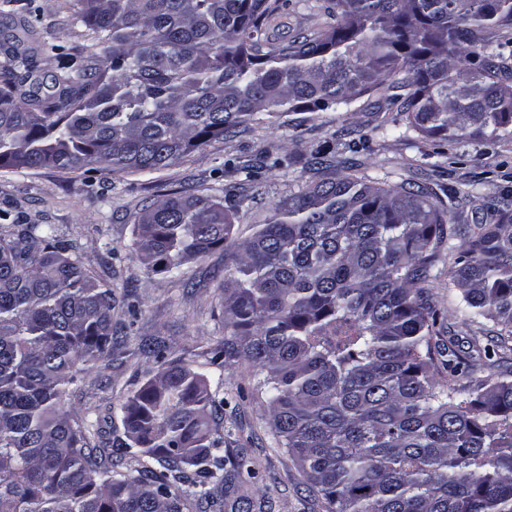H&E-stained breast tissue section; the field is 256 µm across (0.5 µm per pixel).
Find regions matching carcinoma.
<instances>
[{"mask_svg":"<svg viewBox=\"0 0 512 512\" xmlns=\"http://www.w3.org/2000/svg\"><path fill=\"white\" fill-rule=\"evenodd\" d=\"M279 0H77L76 52L27 17L0 42V167L151 173L262 116L336 109L397 88L406 127L443 139L512 134V81L471 45L512 29V0H332L322 27L270 42ZM112 45L101 58L95 48ZM57 68L45 81L44 49ZM209 195L142 209L131 244L150 275L224 248V365L267 370L272 427L326 512H512V371L468 392L430 372L425 296L453 207L419 187L324 172L241 241ZM448 266L464 312L512 346V211L477 212ZM0 238V512H190L229 496L212 428L224 399L169 363L123 406V447L155 459L132 477L98 461L58 409L79 363L112 356V288L51 224ZM190 482L193 491L172 490Z\"/></svg>","mask_w":512,"mask_h":512,"instance_id":"carcinoma-1","label":"carcinoma"}]
</instances>
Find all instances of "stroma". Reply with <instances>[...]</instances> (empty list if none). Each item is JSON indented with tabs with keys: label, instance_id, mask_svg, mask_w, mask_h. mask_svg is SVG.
Segmentation results:
<instances>
[{
	"label": "stroma",
	"instance_id": "obj_1",
	"mask_svg": "<svg viewBox=\"0 0 512 512\" xmlns=\"http://www.w3.org/2000/svg\"><path fill=\"white\" fill-rule=\"evenodd\" d=\"M327 3L279 0L269 34L285 44L312 32ZM13 10V16L0 15V33L13 17L24 15L35 19L39 40L72 49L84 42L82 27L70 22L66 0H15ZM399 117L385 90L336 110L284 112L249 122L152 173L0 168V236L9 237L16 224L55 225L76 246L84 266L115 293L120 331L109 365L80 366L60 402L62 411L88 425L103 462L132 476L157 469L153 458L122 448V406L164 364L178 362L203 373L210 390L225 401L214 426L229 437L225 457L250 463L253 475L239 483L237 493L251 500V512H325L322 498L276 441L266 397L255 388L264 369L248 363L228 367L212 358L224 344L223 250L185 267L182 279L151 277L131 252L134 221L142 208L171 194L220 197L236 186L248 200L235 213L234 236L248 237L289 191L317 180L309 160L323 146L337 174L353 166L386 188L408 179L433 187L443 200L456 194L458 223H470L474 210L489 205L512 209V136L444 140L413 130L395 135L391 128ZM250 158L262 162L254 182L232 171ZM436 272L428 290L441 314L436 341L445 345L454 339L474 350L457 383L466 387L505 370V363L484 354L490 328L460 313L458 295L448 287L447 259H440Z\"/></svg>",
	"mask_w": 512,
	"mask_h": 512
}]
</instances>
